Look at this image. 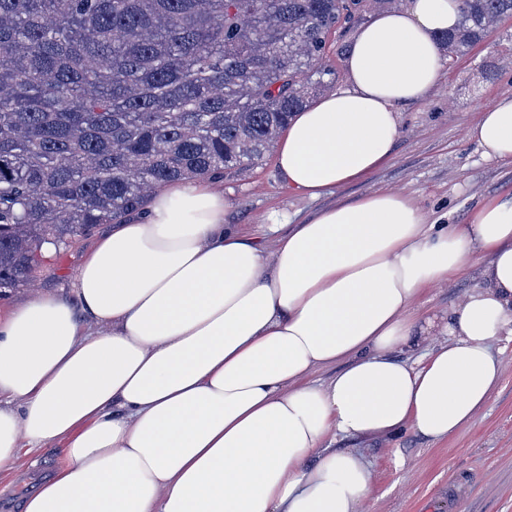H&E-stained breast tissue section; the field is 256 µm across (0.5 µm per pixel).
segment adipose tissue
<instances>
[{
  "label": "adipose tissue",
  "mask_w": 512,
  "mask_h": 512,
  "mask_svg": "<svg viewBox=\"0 0 512 512\" xmlns=\"http://www.w3.org/2000/svg\"><path fill=\"white\" fill-rule=\"evenodd\" d=\"M459 19L457 0L376 12L344 56L348 88L278 136L288 186L316 198L388 164L397 109L437 85ZM466 137L512 162V97ZM229 207L198 181L158 190L87 253L73 297L34 290L0 314V471L24 447L61 456L21 512H361L373 466L336 438L437 444L486 405L493 346L512 340V197L429 224L412 197L373 191L278 216L268 245ZM474 266L462 304L417 313Z\"/></svg>",
  "instance_id": "ef3b65f1"
}]
</instances>
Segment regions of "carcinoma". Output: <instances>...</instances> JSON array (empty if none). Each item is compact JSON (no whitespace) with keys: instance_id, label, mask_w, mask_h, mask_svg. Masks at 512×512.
I'll list each match as a JSON object with an SVG mask.
<instances>
[{"instance_id":"carcinoma-1","label":"carcinoma","mask_w":512,"mask_h":512,"mask_svg":"<svg viewBox=\"0 0 512 512\" xmlns=\"http://www.w3.org/2000/svg\"><path fill=\"white\" fill-rule=\"evenodd\" d=\"M362 2L0 0V288L157 189L257 164L334 81L326 35ZM461 4L450 61L512 15Z\"/></svg>"}]
</instances>
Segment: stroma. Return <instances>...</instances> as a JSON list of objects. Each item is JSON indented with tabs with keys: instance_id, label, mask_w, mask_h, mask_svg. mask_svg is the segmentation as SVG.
Listing matches in <instances>:
<instances>
[{
	"instance_id": "obj_1",
	"label": "stroma",
	"mask_w": 512,
	"mask_h": 512,
	"mask_svg": "<svg viewBox=\"0 0 512 512\" xmlns=\"http://www.w3.org/2000/svg\"><path fill=\"white\" fill-rule=\"evenodd\" d=\"M512 47V18H500L468 55L449 62L431 94L400 109L402 133L393 160L363 180L312 199L288 188L273 153L248 170L211 180L231 203L228 224L264 236L273 215L299 223L334 202L374 190L413 197L430 224H464L485 201L512 196V163L485 161L465 137L480 107L512 96V65L499 63ZM102 224L68 246L48 249L30 287L0 293V312L26 300L29 290L69 295L84 256L108 233ZM476 272L429 288L420 309L447 311L478 285ZM494 352L504 365L502 378L474 423L431 445L409 432L396 440L337 439L340 448L360 446L372 463L375 482L366 512H512V341ZM27 469L0 476V512H18L30 484L46 478L61 458L49 448L24 454Z\"/></svg>"
}]
</instances>
